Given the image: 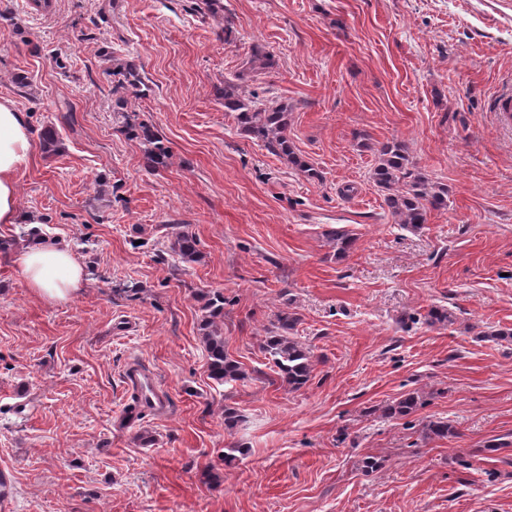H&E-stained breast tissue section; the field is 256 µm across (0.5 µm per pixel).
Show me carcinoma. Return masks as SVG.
I'll use <instances>...</instances> for the list:
<instances>
[{
  "label": "carcinoma",
  "instance_id": "1",
  "mask_svg": "<svg viewBox=\"0 0 512 512\" xmlns=\"http://www.w3.org/2000/svg\"><path fill=\"white\" fill-rule=\"evenodd\" d=\"M273 66V57L260 47L252 49L247 60L232 80H224L216 88L217 96L223 100L224 111L230 114L241 134L261 144L270 153L296 168L307 179L319 177L318 171L296 152L290 136L293 113L287 104L273 98H264L247 89V83L255 82L258 76ZM136 58L112 57L115 91L118 97L113 106L121 132L130 139H137L143 146L146 167L159 172L173 163L174 153L168 142L155 127L138 118L134 102L149 95L150 88L140 73ZM40 142L47 153H56L60 148V137L54 124L41 128ZM378 162L371 171L374 184L384 192V204L394 223L403 230L418 231L428 223L433 211L448 208V188L424 176L407 180L409 156L396 141H387L377 148ZM170 252L177 262L190 264L199 256L196 235L181 224L172 225ZM324 236L334 249L337 261L346 259L356 248V238L344 226L330 227ZM207 311L203 323V342L207 355L209 377L218 385H230L245 377L242 364L233 358L224 346V293L208 296ZM429 327L449 326L456 317L448 308L434 305L423 315ZM300 317L296 313L282 310L264 327L259 349L279 379L296 392L306 387L312 379L315 366L313 350L295 336ZM476 339L496 344H512V329L487 330L478 333ZM443 388L432 386L415 388L377 407V419L383 422L405 421V426L418 434L424 444L448 441L459 435L456 424L447 417L408 422L432 399L445 395Z\"/></svg>",
  "mask_w": 512,
  "mask_h": 512
}]
</instances>
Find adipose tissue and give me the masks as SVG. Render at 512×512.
<instances>
[{
    "mask_svg": "<svg viewBox=\"0 0 512 512\" xmlns=\"http://www.w3.org/2000/svg\"><path fill=\"white\" fill-rule=\"evenodd\" d=\"M33 140L22 112L13 101L0 99V224H36L34 214H21L17 188L29 165ZM23 276L38 295L50 300L75 297L83 272L70 250L44 236H36L19 259Z\"/></svg>",
    "mask_w": 512,
    "mask_h": 512,
    "instance_id": "1",
    "label": "adipose tissue"
}]
</instances>
